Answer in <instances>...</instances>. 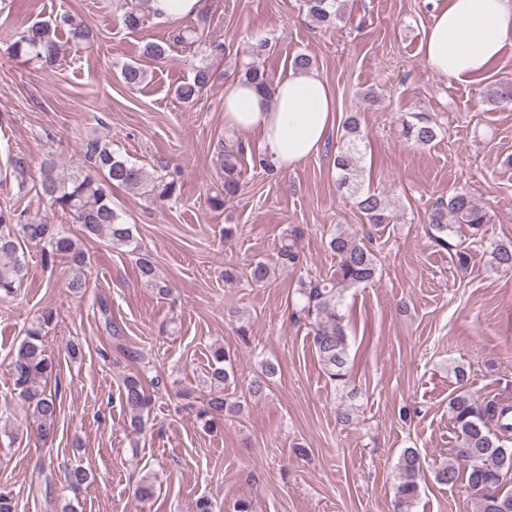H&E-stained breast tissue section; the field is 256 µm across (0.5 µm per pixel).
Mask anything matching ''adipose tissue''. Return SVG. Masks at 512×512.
<instances>
[{"instance_id": "adipose-tissue-1", "label": "adipose tissue", "mask_w": 512, "mask_h": 512, "mask_svg": "<svg viewBox=\"0 0 512 512\" xmlns=\"http://www.w3.org/2000/svg\"><path fill=\"white\" fill-rule=\"evenodd\" d=\"M512 40V0H445L429 24L423 59L433 73L472 84ZM336 103L317 72L293 70L259 88L244 79L224 85V124L259 137L258 147L279 171L317 154L335 123Z\"/></svg>"}]
</instances>
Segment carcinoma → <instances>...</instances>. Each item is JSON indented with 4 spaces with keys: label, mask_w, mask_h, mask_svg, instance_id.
<instances>
[{
    "label": "carcinoma",
    "mask_w": 512,
    "mask_h": 512,
    "mask_svg": "<svg viewBox=\"0 0 512 512\" xmlns=\"http://www.w3.org/2000/svg\"><path fill=\"white\" fill-rule=\"evenodd\" d=\"M151 0H122L121 23L127 30L135 31L146 25L149 19L147 5ZM308 15L316 23L331 27L346 19L347 0H304ZM68 27L74 46H89L96 38L92 26L63 14L58 19L35 22L9 45L14 57L37 60L47 68L53 67L61 54L57 29ZM174 41L193 47L200 46L204 58L220 57L226 48L217 41H201L196 29L185 27L174 35ZM120 75L129 88L142 85L147 70L137 63H126ZM210 69L205 63L193 66V78L179 85L176 95L185 102L194 101L209 84ZM483 98L491 105L512 106V83L491 86L483 91ZM400 135L415 147L432 144L440 135L437 122L424 112H411L400 119ZM344 133L336 145L333 162L336 168V184L341 192L352 196L361 215L374 226L392 224L398 219L395 201L381 192L364 185L361 166L360 123L355 115L343 122ZM224 154V183L222 189L208 198L211 209L224 208V199L234 197L240 191L237 178L236 153ZM83 165L66 172L59 168L57 160L47 155L41 162L40 175L35 185L36 193L50 207L65 216L71 224L80 225L84 238L103 237L114 249L127 248L138 251L137 239L132 226L112 202V187L124 186L140 189L145 195L158 199L176 196L179 179L175 172L147 179L143 170L128 159L112 151L110 142L100 137L84 140ZM491 223L489 211L468 192L454 189L448 198L440 199L428 214L432 238L440 245L454 246L459 267L468 264L471 244L485 240L487 224ZM456 237V244L449 239ZM33 243L41 246L44 262L61 260L75 272L71 287L81 289L85 280L81 271L86 266L87 255L64 224H51L41 219H26L10 204L0 206V298L13 296L26 274L25 263L19 256L23 246ZM328 249L336 256V271L326 279L300 282L303 304L300 313L310 320L313 345L323 374L337 387H345L350 377V345L342 313L343 293L346 289L374 281L379 273L381 260L372 240H364L338 224L329 234ZM491 262L496 269L512 271V240L490 242ZM301 264V252L296 235L287 237L277 250L275 261L257 260L251 266L250 277L255 283L271 278L279 268L295 269ZM53 319V312L45 311L27 330V337L12 355L10 368L13 385L19 395L33 406L39 421L40 436L47 439L56 432L59 414L57 395L46 392L42 380L53 370L52 360L45 354L41 340L43 326ZM280 372L274 360H264L261 376L251 382L249 391L262 392L267 383ZM460 388L448 401V411L457 430L448 459L435 471L434 478L441 484H453L465 476L468 488L476 499L478 512H512V492L502 493L506 478L512 477V402L501 399L479 401L464 389L468 374L461 365L453 367ZM234 359L230 351L219 346L212 350L211 397L199 417L209 425L218 417L241 410L240 402L224 395L229 381L235 379ZM122 399L134 412L131 424L141 422V411L147 404L143 380L129 376L124 382ZM395 512H412L419 495V481L423 473V461L414 448H406L396 464Z\"/></svg>",
    "instance_id": "obj_1"
}]
</instances>
